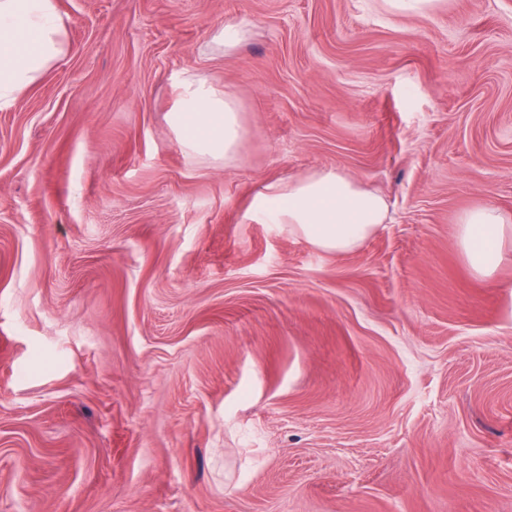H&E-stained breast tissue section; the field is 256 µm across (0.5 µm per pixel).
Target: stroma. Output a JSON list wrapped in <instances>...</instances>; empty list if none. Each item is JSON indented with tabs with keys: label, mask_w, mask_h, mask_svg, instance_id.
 Wrapping results in <instances>:
<instances>
[{
	"label": "stroma",
	"mask_w": 512,
	"mask_h": 512,
	"mask_svg": "<svg viewBox=\"0 0 512 512\" xmlns=\"http://www.w3.org/2000/svg\"><path fill=\"white\" fill-rule=\"evenodd\" d=\"M67 51L0 112V512H512V0H57ZM249 34L210 51L229 23ZM237 102L223 164L168 122ZM321 170L360 248L250 221ZM171 122L184 148L213 160H231L243 135L238 106L195 74L180 84V105L171 113ZM382 195L335 170L264 184L248 207L251 217L288 230L310 246L336 254L356 250L385 224ZM512 216L485 205L463 212L458 219V242L470 271L490 275L503 259V244L512 240Z\"/></svg>",
	"instance_id": "35a3bbf8"
}]
</instances>
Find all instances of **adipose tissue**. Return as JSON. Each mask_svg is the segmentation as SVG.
<instances>
[{
  "mask_svg": "<svg viewBox=\"0 0 512 512\" xmlns=\"http://www.w3.org/2000/svg\"><path fill=\"white\" fill-rule=\"evenodd\" d=\"M65 53V30L56 0H0V111L12 108ZM171 122L184 148L231 160L243 135L232 96L191 74L180 84ZM251 217L287 225L310 246L337 254L356 250L387 219L382 195L335 171L312 172L264 184L248 207ZM512 240V217L485 205L463 212L458 242L470 271L490 275Z\"/></svg>",
  "mask_w": 512,
  "mask_h": 512,
  "instance_id": "obj_1",
  "label": "adipose tissue"
}]
</instances>
